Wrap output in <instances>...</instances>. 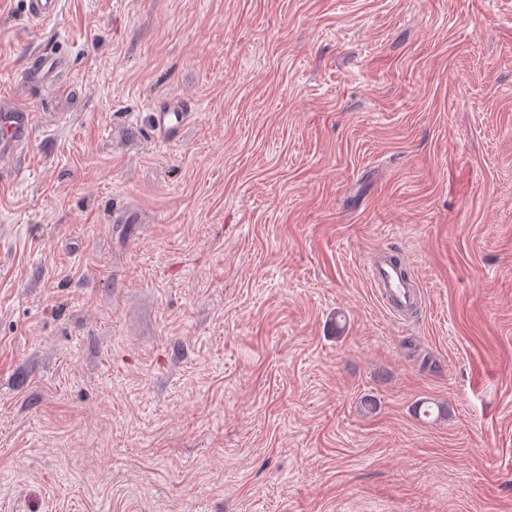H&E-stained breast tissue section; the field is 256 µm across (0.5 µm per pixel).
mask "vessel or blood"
<instances>
[{
	"label": "vessel or blood",
	"mask_w": 512,
	"mask_h": 512,
	"mask_svg": "<svg viewBox=\"0 0 512 512\" xmlns=\"http://www.w3.org/2000/svg\"><path fill=\"white\" fill-rule=\"evenodd\" d=\"M26 13L30 20L43 23L58 13L59 0H26ZM66 59L56 45L45 46L35 68L26 73L27 81L41 88L50 84L55 73ZM192 104L185 98L160 102L152 107L151 132L158 143L170 145L178 141L180 134L192 117ZM35 122L34 112L21 107L0 106V126L7 131L0 138V163L14 157L19 147L28 143ZM396 253L390 249H378L366 266L367 279L376 297L396 318L402 319L415 313L422 302V294L414 280L408 277L402 264L396 263Z\"/></svg>",
	"instance_id": "b4317fda"
}]
</instances>
